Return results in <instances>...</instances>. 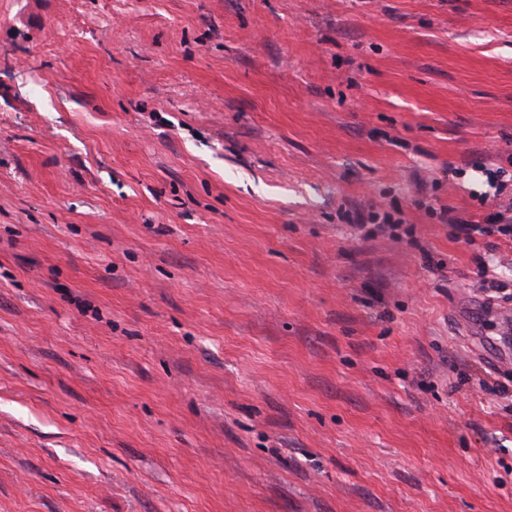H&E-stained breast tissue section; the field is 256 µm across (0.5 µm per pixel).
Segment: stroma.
Masks as SVG:
<instances>
[{"instance_id": "1", "label": "stroma", "mask_w": 512, "mask_h": 512, "mask_svg": "<svg viewBox=\"0 0 512 512\" xmlns=\"http://www.w3.org/2000/svg\"><path fill=\"white\" fill-rule=\"evenodd\" d=\"M511 153L512 0H0V512H512ZM476 169L480 170L481 175L486 177V183L491 188L494 189V193L491 196L490 193L484 192L476 195V200L479 204L484 207L491 198L497 197L502 193L504 189L507 187V183L509 180L505 179L507 170L502 166H497L493 168H488L485 165L475 166ZM438 219L443 224L461 225L468 241L472 244L476 242L473 233H478L485 237H492L495 235V232L505 236H512V209L495 211L487 215L484 224H476L471 220L458 216L452 208L441 207ZM345 219L352 224H378L379 227L388 228L391 231L398 229L404 224L402 218H395L391 213L380 214L379 212H366L364 210H355L352 214L347 212Z\"/></svg>"}]
</instances>
